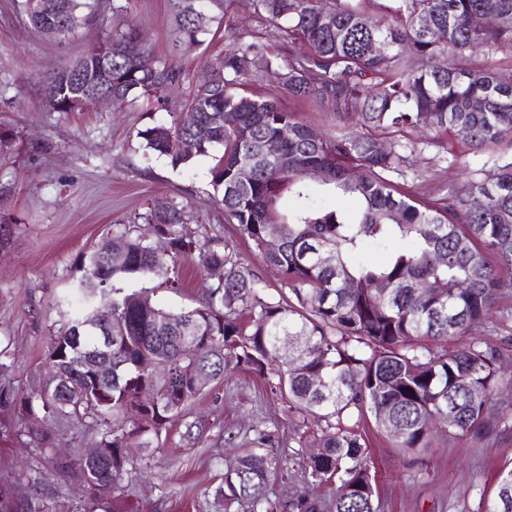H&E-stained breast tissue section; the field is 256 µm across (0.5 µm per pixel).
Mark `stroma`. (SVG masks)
I'll return each instance as SVG.
<instances>
[{"label":"stroma","mask_w":512,"mask_h":512,"mask_svg":"<svg viewBox=\"0 0 512 512\" xmlns=\"http://www.w3.org/2000/svg\"><path fill=\"white\" fill-rule=\"evenodd\" d=\"M127 1L131 10L121 11ZM110 2L105 22L58 39L32 27L19 0H0V131L13 140L10 157L0 159V186L6 189L0 195V359L10 364L8 380L17 389L37 385L45 374L44 354L57 331L60 302L80 307L79 298L67 290L82 277L84 253L111 236L114 225L138 224L155 203L177 202L203 234L234 242L241 262L266 281L271 294L281 288L278 273L225 223L210 183L211 157H196L175 170L166 158L144 150L142 131L181 112L192 82L168 89L160 102L141 97L73 112L55 111L42 94L50 73L129 25L139 30L148 48L195 74L203 62L223 58L235 31L264 35L252 0H235L234 30L216 20L201 45L176 52L170 43L168 0ZM244 87L277 96L319 133L331 129L319 107L293 99L286 90L250 77ZM182 279L179 290L156 278L142 285L157 306L176 311L193 305L215 281L195 261L183 264ZM189 417L200 425L199 440L187 443L180 426L170 427L158 450L140 461V473L130 474L113 493L112 512H222L214 490L250 438L251 427H278L277 448L289 445L286 403L246 371L212 385L192 405ZM22 427L17 417L0 414V482L11 480L14 469L38 455L21 436ZM368 441L380 512H483L498 473L512 463V432L482 443L464 438L438 445L412 468L377 429H369ZM21 493L46 502L54 512H81L85 497L74 480L50 468L40 483Z\"/></svg>","instance_id":"stroma-1"}]
</instances>
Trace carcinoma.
Segmentation results:
<instances>
[{
	"label": "carcinoma",
	"mask_w": 512,
	"mask_h": 512,
	"mask_svg": "<svg viewBox=\"0 0 512 512\" xmlns=\"http://www.w3.org/2000/svg\"><path fill=\"white\" fill-rule=\"evenodd\" d=\"M234 0H170L173 47L199 45L214 22L211 6L229 17ZM46 16L21 0L30 24L65 38L101 19L100 0H57ZM335 17L325 24L323 5ZM268 36L288 55L247 32L224 58L194 76L184 110L142 132L145 149L174 169L210 154L213 190L224 218L276 270L288 293L267 285L237 259L230 244L200 238L174 202L143 222L165 242L157 247L131 225L84 254L76 314L58 313L45 354L47 379L27 391L0 390V407L24 422L40 458L61 475L87 484L84 512H104L134 466L136 448H149L203 391L183 370L193 365L210 382L235 370L257 374L286 399L298 439L316 438L318 452L273 450L274 434L253 429L214 496L224 512H377L376 467L366 427L399 428L392 447L418 455L439 440H483L512 429L501 397L512 375L501 352L475 339L491 315L512 323V0H253ZM467 69L457 59L474 50ZM270 80L338 120L357 122L317 141L296 113L271 96L247 94L242 81L256 63ZM112 68V85L98 72ZM186 74L146 48L129 25L62 67L43 85L56 111L73 112L119 94L161 101ZM235 113L239 125H224ZM385 144L381 151L379 144ZM273 144L275 156L264 148ZM429 151L461 165L466 183L435 198L411 182L412 157ZM476 160H464L466 155ZM323 177H315L316 172ZM320 191L358 202L350 216L325 205ZM482 205L471 206L473 195ZM281 227L266 246V227ZM371 245L387 250L372 263ZM220 267L224 278L196 304L177 312L140 307L132 281L162 277L182 287L184 261ZM426 285L421 292L417 285ZM112 308V346L95 327L98 309ZM112 357V378L95 379L96 353ZM149 389V413L130 415ZM479 399L474 400L472 396ZM69 420L97 430L110 449L105 460L59 459L57 437L38 419ZM438 419L432 428L427 419ZM313 420L316 430H305ZM27 466L15 484L0 483V512H53L21 499L15 486L39 480ZM279 491H273V486ZM484 512H512V468L501 473Z\"/></svg>",
	"instance_id": "obj_1"
}]
</instances>
